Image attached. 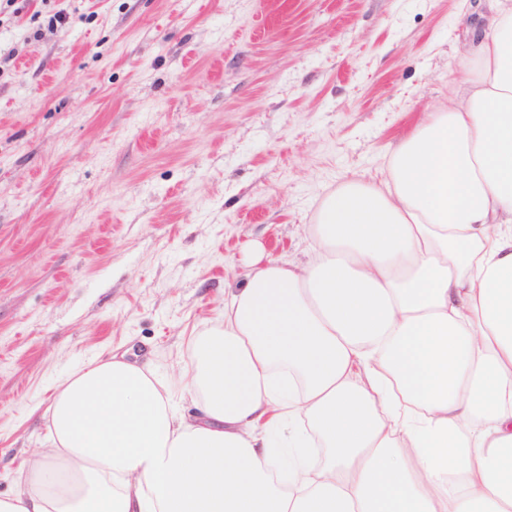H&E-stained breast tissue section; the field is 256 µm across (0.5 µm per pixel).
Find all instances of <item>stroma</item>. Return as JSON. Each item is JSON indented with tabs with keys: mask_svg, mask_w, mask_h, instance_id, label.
Here are the masks:
<instances>
[{
	"mask_svg": "<svg viewBox=\"0 0 512 512\" xmlns=\"http://www.w3.org/2000/svg\"><path fill=\"white\" fill-rule=\"evenodd\" d=\"M64 23H53L57 14ZM483 0H27L0 12V496L90 359L173 374L260 242L461 91Z\"/></svg>",
	"mask_w": 512,
	"mask_h": 512,
	"instance_id": "stroma-1",
	"label": "stroma"
}]
</instances>
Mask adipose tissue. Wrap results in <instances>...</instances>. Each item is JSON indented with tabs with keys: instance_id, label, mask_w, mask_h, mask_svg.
<instances>
[{
	"instance_id": "1",
	"label": "adipose tissue",
	"mask_w": 512,
	"mask_h": 512,
	"mask_svg": "<svg viewBox=\"0 0 512 512\" xmlns=\"http://www.w3.org/2000/svg\"><path fill=\"white\" fill-rule=\"evenodd\" d=\"M462 93L254 245L179 379L98 357L0 512H512V0ZM191 397L195 416L181 413Z\"/></svg>"
}]
</instances>
